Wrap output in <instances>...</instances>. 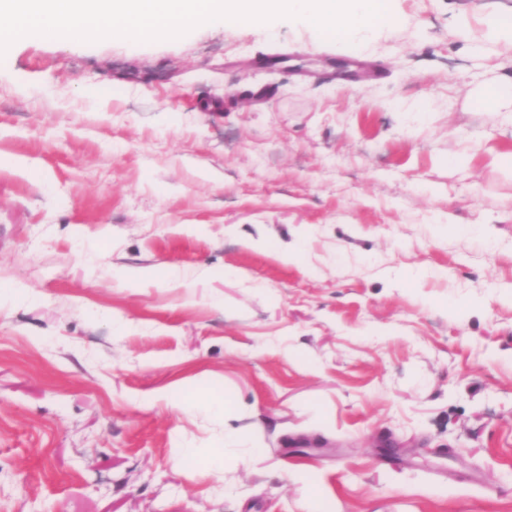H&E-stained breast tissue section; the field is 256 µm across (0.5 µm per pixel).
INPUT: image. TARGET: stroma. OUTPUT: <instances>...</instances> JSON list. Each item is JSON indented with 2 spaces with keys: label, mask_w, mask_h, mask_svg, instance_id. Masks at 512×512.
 Wrapping results in <instances>:
<instances>
[{
  "label": "stroma",
  "mask_w": 512,
  "mask_h": 512,
  "mask_svg": "<svg viewBox=\"0 0 512 512\" xmlns=\"http://www.w3.org/2000/svg\"><path fill=\"white\" fill-rule=\"evenodd\" d=\"M491 16L512 0H383L362 50L299 18L9 47L0 512H512ZM508 98H512V82L497 83L483 87L477 99L484 105L488 112H495L500 102Z\"/></svg>",
  "instance_id": "35a3bbf8"
}]
</instances>
